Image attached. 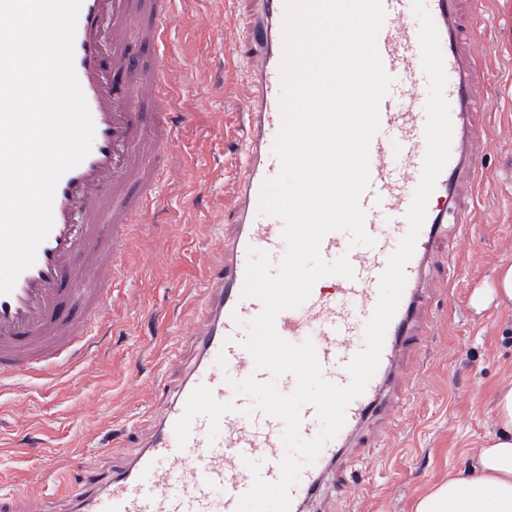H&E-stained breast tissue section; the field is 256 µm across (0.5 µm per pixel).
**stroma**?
Instances as JSON below:
<instances>
[{
	"label": "stroma",
	"instance_id": "35a3bbf8",
	"mask_svg": "<svg viewBox=\"0 0 512 512\" xmlns=\"http://www.w3.org/2000/svg\"><path fill=\"white\" fill-rule=\"evenodd\" d=\"M490 18L473 49L492 65L479 101L491 125L478 143L485 170L474 221L460 239L458 285L432 267L425 286L437 321L433 336L401 369L404 411L365 424L359 441L387 428L384 447L349 449L340 464L356 479L345 500L326 487L310 512H411L428 487L472 464L496 430L495 397L512 386V305L490 301L494 273L512 263V0H487ZM244 0H195L178 8L165 53L180 64L202 61L203 73L177 84L187 118L173 172L158 186L162 202L139 233L130 271L117 279L106 331L50 384L15 398L0 392V495L42 497L50 512L65 503L51 483L64 460H97L109 475L114 440L136 445L148 435L143 414L159 412L191 363L187 308L198 300L210 261L229 229L224 203L243 160L241 113L246 29Z\"/></svg>",
	"mask_w": 512,
	"mask_h": 512
}]
</instances>
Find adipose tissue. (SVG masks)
Masks as SVG:
<instances>
[{
    "instance_id": "ef3b65f1",
    "label": "adipose tissue",
    "mask_w": 512,
    "mask_h": 512,
    "mask_svg": "<svg viewBox=\"0 0 512 512\" xmlns=\"http://www.w3.org/2000/svg\"><path fill=\"white\" fill-rule=\"evenodd\" d=\"M497 430L468 471L418 496L412 512H512V387L497 397Z\"/></svg>"
}]
</instances>
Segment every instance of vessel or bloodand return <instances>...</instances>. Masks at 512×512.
<instances>
[{
	"label": "vessel or blood",
	"instance_id": "b4317fda",
	"mask_svg": "<svg viewBox=\"0 0 512 512\" xmlns=\"http://www.w3.org/2000/svg\"><path fill=\"white\" fill-rule=\"evenodd\" d=\"M176 0H83L76 28L74 65L95 127L90 154L60 179L53 199V227L35 264L13 290L0 294V388L24 396L35 382L68 368L76 348L98 335L112 310V284L127 271L131 242L156 207L160 163L172 162L181 112L173 92V68L158 52L136 65L131 38L158 47L169 34ZM247 30L254 50L245 68L250 106L243 114L244 165L230 202L235 223L220 241L208 283L198 300L202 317L190 327L195 360L132 458L100 483L94 464L61 488L67 512H236L252 484L245 459L259 462L265 480L280 476L286 453L283 422L255 409L232 384L252 377L275 381L281 393L296 387L293 375L272 377L256 368L243 343L262 304L242 295L252 250L279 262L287 245L283 224L259 210L265 180L280 163L273 149L281 126L280 63L284 0H249ZM438 30L453 133L450 158L437 178L408 262L397 311L385 335L379 366L364 392L345 410V424L317 459L303 465L290 491V512H302L323 485L346 438L377 414L399 404L384 386L400 352L419 349L433 333L427 267L440 241L455 242L471 221L478 188L477 143L490 117L478 109L490 64L470 51L478 23L475 0H424ZM386 12L377 46L393 83L380 103V130L370 145V185L361 197L370 246H351L347 233L327 234L320 247L329 263L347 258L355 276H328L298 308L280 312L277 333L293 344L312 341L325 380L344 386L353 356L365 346V328L379 298L389 256L408 231L406 213L420 181L426 152L427 77L422 67L420 22L413 0H383ZM209 387L235 411L225 413L216 438L209 421L196 417L185 447L174 425L190 394ZM0 512H44L41 498L14 495Z\"/></svg>",
	"mask_w": 512,
	"mask_h": 512
}]
</instances>
